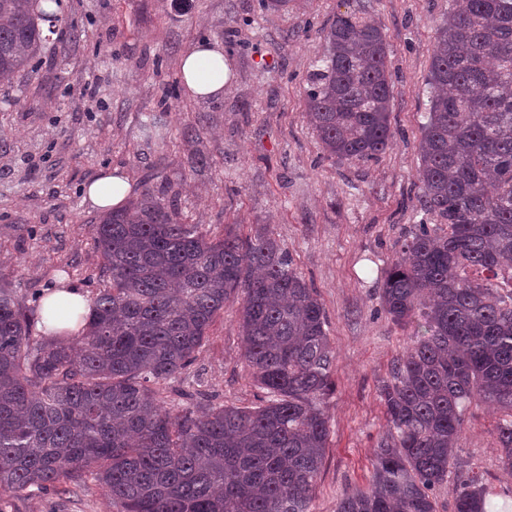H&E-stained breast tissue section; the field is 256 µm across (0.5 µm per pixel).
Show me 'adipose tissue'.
<instances>
[{
    "mask_svg": "<svg viewBox=\"0 0 512 512\" xmlns=\"http://www.w3.org/2000/svg\"><path fill=\"white\" fill-rule=\"evenodd\" d=\"M179 75L186 88L196 98H221L231 76V67L224 55V47L217 41H201L188 48L180 58ZM132 193L125 173L120 169L101 171L86 183L83 200L99 212L124 207ZM88 298L66 281H58L48 288L41 301V322L44 335L52 336L65 330L76 331L77 314L86 313Z\"/></svg>",
    "mask_w": 512,
    "mask_h": 512,
    "instance_id": "ef3b65f1",
    "label": "adipose tissue"
}]
</instances>
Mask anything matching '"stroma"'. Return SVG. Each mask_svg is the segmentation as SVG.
I'll list each match as a JSON object with an SVG mask.
<instances>
[{
	"label": "stroma",
	"mask_w": 512,
	"mask_h": 512,
	"mask_svg": "<svg viewBox=\"0 0 512 512\" xmlns=\"http://www.w3.org/2000/svg\"><path fill=\"white\" fill-rule=\"evenodd\" d=\"M79 38L48 45L32 76L0 84V279L20 294L57 277L86 294L99 288L100 259L83 187L118 168L142 194L147 174L178 194L177 219L220 237L269 225L316 289L336 350L330 436L312 503L336 501L372 473L385 430L379 387L412 336L380 309L378 288L415 224L418 145L431 89L437 26L452 0H290L266 13L258 0H64ZM370 6L389 42L393 142L378 159L328 160L306 116L307 75L324 50L322 31L348 8ZM218 40L232 62L223 98L186 90L163 98L178 59L194 42ZM96 88L83 94L85 84ZM195 130L194 143L183 133ZM204 161L192 165L191 153ZM237 304L216 318L195 361L157 386L164 406L202 391L227 406L259 404L262 389L241 356ZM498 415L473 405L464 416L452 472L435 492L454 512L459 483L478 477L487 512H512V472L500 462ZM5 512H119L102 487L73 495L13 494Z\"/></svg>",
	"instance_id": "35a3bbf8"
}]
</instances>
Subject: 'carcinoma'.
Here are the masks:
<instances>
[{"mask_svg": "<svg viewBox=\"0 0 512 512\" xmlns=\"http://www.w3.org/2000/svg\"><path fill=\"white\" fill-rule=\"evenodd\" d=\"M41 0H0V82L34 72L49 36H77ZM308 74L325 157L367 162L391 145L388 41L362 9L323 31ZM419 144L417 224L379 288L414 340L379 387L386 431L365 487L336 512H437L463 413L503 414L512 470V0H453L436 29ZM90 225L104 287L76 336L34 332L35 307L0 284V490L73 494L93 481L121 512H312L330 434L336 358L322 304L266 227L212 238L155 196ZM255 407L197 392L173 412L153 385L195 360L235 297ZM461 485L454 512H485Z\"/></svg>", "mask_w": 512, "mask_h": 512, "instance_id": "cac0c4a2", "label": "carcinoma"}]
</instances>
